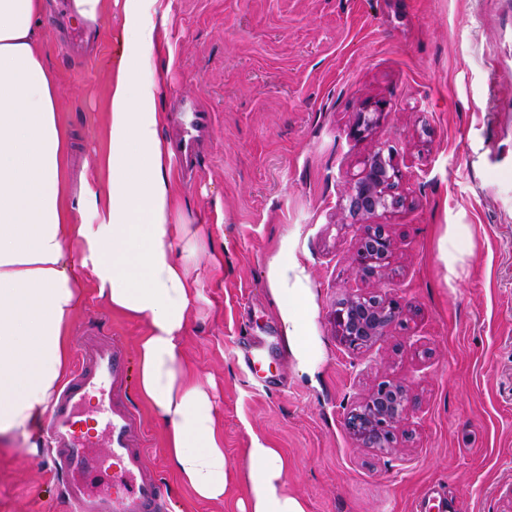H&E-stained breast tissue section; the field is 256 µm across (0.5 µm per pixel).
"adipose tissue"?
Listing matches in <instances>:
<instances>
[{
  "label": "adipose tissue",
  "instance_id": "1",
  "mask_svg": "<svg viewBox=\"0 0 512 512\" xmlns=\"http://www.w3.org/2000/svg\"><path fill=\"white\" fill-rule=\"evenodd\" d=\"M51 0H0V436L30 435L62 383L73 314L84 281L112 310L144 323L138 386L165 425V453L179 481L203 500L229 489L230 464L213 403L183 354L197 290L175 240L205 245L181 218L157 79L171 58L168 0H68L72 20L119 18L112 58L102 179L79 202L65 193L69 134L40 39ZM267 279L284 334L310 349L308 276L280 244ZM279 449L253 438L240 512H306L286 487Z\"/></svg>",
  "mask_w": 512,
  "mask_h": 512
}]
</instances>
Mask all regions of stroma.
<instances>
[{
  "label": "stroma",
  "mask_w": 512,
  "mask_h": 512,
  "mask_svg": "<svg viewBox=\"0 0 512 512\" xmlns=\"http://www.w3.org/2000/svg\"><path fill=\"white\" fill-rule=\"evenodd\" d=\"M171 68H160L168 112L199 101L215 114L200 175L183 183L187 223L224 256L187 265L199 293L185 358L238 465L259 436L288 462L286 484L306 512H415L428 488L449 512H512V0H171ZM117 14L98 39L69 48L61 15L43 31L49 76L70 132L67 191L77 197L105 145L107 64ZM383 105L363 139L361 112ZM406 174L404 207L351 217L353 178L375 150ZM393 241L378 276L353 265L363 223ZM470 239L456 260L448 227ZM308 275L314 352L288 347L267 270L280 241ZM69 367L83 336L123 345L130 365L142 322L84 283ZM383 293L404 315L358 351L336 337L347 295ZM407 390L391 448L363 447L347 413L379 383ZM149 469L170 512H238L247 485L223 502L181 486L164 427L128 381ZM0 512H68L41 432L0 445Z\"/></svg>",
  "instance_id": "obj_1"
}]
</instances>
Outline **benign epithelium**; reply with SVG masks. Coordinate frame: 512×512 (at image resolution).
I'll return each instance as SVG.
<instances>
[{
    "mask_svg": "<svg viewBox=\"0 0 512 512\" xmlns=\"http://www.w3.org/2000/svg\"><path fill=\"white\" fill-rule=\"evenodd\" d=\"M405 178L394 163L393 150L373 152L353 179L348 193L349 212L365 217L402 206L404 197L400 189ZM392 247V240L382 226H362L353 259L356 273L368 278L378 275ZM402 314L401 304L393 298L350 294L337 304L333 314L336 336L345 349L357 351L386 336ZM406 401L404 387L383 383L348 414L346 425L364 447L383 450L393 442Z\"/></svg>",
    "mask_w": 512,
    "mask_h": 512,
    "instance_id": "benign-epithelium-1",
    "label": "benign epithelium"
}]
</instances>
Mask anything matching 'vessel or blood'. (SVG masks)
Listing matches in <instances>:
<instances>
[{"label": "vessel or blood", "mask_w": 512, "mask_h": 512, "mask_svg": "<svg viewBox=\"0 0 512 512\" xmlns=\"http://www.w3.org/2000/svg\"><path fill=\"white\" fill-rule=\"evenodd\" d=\"M213 124V113L200 106L183 113L172 153L186 176L197 173L200 145ZM80 357L79 368L44 420L71 512H163L166 489L145 462L140 421L121 397L128 378L124 348L116 340L88 336L80 344ZM102 388L108 391L109 416L103 432L96 433L80 411L90 392ZM101 443L107 456L97 451ZM107 464L112 467L108 481L101 477Z\"/></svg>", "instance_id": "b4317fda"}]
</instances>
